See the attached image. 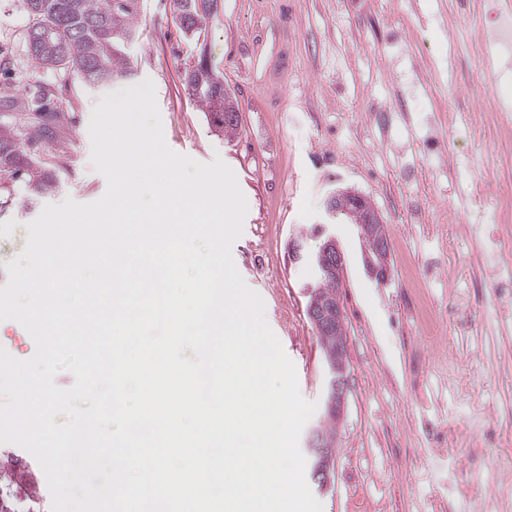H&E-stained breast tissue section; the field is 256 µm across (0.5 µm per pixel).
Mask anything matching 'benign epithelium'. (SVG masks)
I'll return each mask as SVG.
<instances>
[{"mask_svg":"<svg viewBox=\"0 0 512 512\" xmlns=\"http://www.w3.org/2000/svg\"><path fill=\"white\" fill-rule=\"evenodd\" d=\"M220 110L224 111V123L238 125L241 123V113L238 102L229 90H224V97L219 101ZM338 202L339 210L343 211L356 224L367 245L366 267L369 274L380 282H385L390 276L388 263V242L379 239L373 233V226L381 222V216L370 198L352 189H338L327 199V203ZM320 264L340 276L344 275L346 261L337 240L328 237L316 249ZM308 318L319 336L329 335L333 325L344 324V312L341 303L323 301L312 298L307 307ZM347 386L333 381L330 398L327 404V414H342L344 410ZM308 448L319 458L318 475L321 483L327 484L333 467L334 454L332 449L323 447L318 429H313L308 438Z\"/></svg>","mask_w":512,"mask_h":512,"instance_id":"benign-epithelium-1","label":"benign epithelium"}]
</instances>
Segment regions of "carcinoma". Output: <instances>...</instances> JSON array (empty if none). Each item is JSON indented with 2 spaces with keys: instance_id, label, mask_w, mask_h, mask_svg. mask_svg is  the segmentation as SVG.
<instances>
[{
  "instance_id": "carcinoma-1",
  "label": "carcinoma",
  "mask_w": 512,
  "mask_h": 512,
  "mask_svg": "<svg viewBox=\"0 0 512 512\" xmlns=\"http://www.w3.org/2000/svg\"><path fill=\"white\" fill-rule=\"evenodd\" d=\"M136 0H23L31 19L27 37L39 41L29 45L37 66L65 74H75L88 87H101L114 78L130 74L129 63L116 47V38L131 37ZM183 33H201L212 13L213 0H177ZM189 93L204 109L208 125L217 136L232 138L234 127L224 125L216 98L224 92V76L202 58L185 72ZM62 112H3L0 114V188L8 191L17 183L32 195L50 191L56 182V169L44 160V152L60 150L64 139ZM23 139H17L18 133ZM313 277L304 284L319 297L339 296L341 279L318 269L314 254L304 257Z\"/></svg>"
}]
</instances>
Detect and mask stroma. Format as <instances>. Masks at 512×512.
Masks as SVG:
<instances>
[{"mask_svg": "<svg viewBox=\"0 0 512 512\" xmlns=\"http://www.w3.org/2000/svg\"><path fill=\"white\" fill-rule=\"evenodd\" d=\"M136 35L124 51L129 77L90 89L76 77L39 68L26 40L30 19L20 0H0L1 112H20L37 90L70 117L66 150L53 155L63 173L55 188L28 200L15 187L0 218V240L26 227L48 204L90 203L107 190L91 161L89 122L102 97L152 81L167 146L202 163L221 158L248 202L243 233L234 243L235 266L265 303L266 320L293 361L303 398L323 402L328 371L306 315L303 285L312 275L291 262L290 237L318 230L334 235L347 271L340 288L347 330L346 409L336 426L335 459L326 487L308 486L322 512H448L449 486L474 481L468 463L455 474L441 469L413 424L429 400L417 391L415 369L447 355L458 336L440 340L406 335L396 312L412 300V266L432 267L424 285L434 320L448 316L453 284L440 265L446 249L436 238L401 239L395 227L417 223L430 197L456 199L463 174L430 175V134L448 137L447 113H434L444 91L478 65L467 56L488 16L457 14L454 0H214L200 37H185L176 0H136ZM224 76L239 101L240 130L227 141L210 132L184 87V73L200 58ZM394 108L386 130L369 127L365 113ZM337 188L369 196L385 226L390 278L368 273L356 225L330 215L326 199ZM430 477L418 480L419 465ZM0 477L35 481L48 493L37 460L19 446L0 455Z\"/></svg>", "mask_w": 512, "mask_h": 512, "instance_id": "35a3bbf8", "label": "stroma"}]
</instances>
